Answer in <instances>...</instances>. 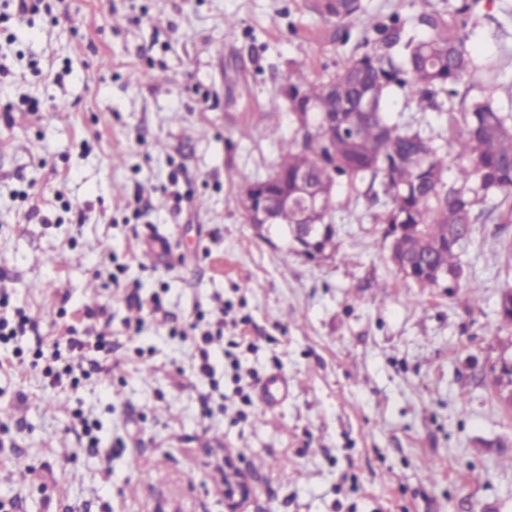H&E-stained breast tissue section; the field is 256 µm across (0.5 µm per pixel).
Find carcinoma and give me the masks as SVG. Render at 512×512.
<instances>
[{"instance_id": "cac0c4a2", "label": "carcinoma", "mask_w": 512, "mask_h": 512, "mask_svg": "<svg viewBox=\"0 0 512 512\" xmlns=\"http://www.w3.org/2000/svg\"><path fill=\"white\" fill-rule=\"evenodd\" d=\"M481 0L449 5L448 15L423 10L414 17L426 30L421 39L407 36L397 14H367L362 0H314L312 9L327 22L364 16L360 37L365 51L346 56L336 73L311 81L307 64L293 62L288 73V109L307 114L308 127L288 149L268 178L269 190H282L288 175V206L277 213L280 226L301 222L308 206L295 193V178L309 175L315 185L328 181L313 224L330 223L331 189L344 177L354 187L365 181L385 199V224H412L406 253L417 266L460 273L459 253L484 205L498 195L512 196V101L504 108L489 96H475L461 112L445 107L468 84L483 88V77L500 76V67L472 43ZM409 94L419 112H436L458 129L452 149L458 159L455 179L445 180L448 151L421 126L393 123L385 105L395 90ZM336 124L323 122L326 107Z\"/></svg>"}]
</instances>
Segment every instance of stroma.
<instances>
[{"instance_id":"1","label":"stroma","mask_w":512,"mask_h":512,"mask_svg":"<svg viewBox=\"0 0 512 512\" xmlns=\"http://www.w3.org/2000/svg\"><path fill=\"white\" fill-rule=\"evenodd\" d=\"M310 2L45 0L0 40V286L36 323L16 343L24 364L0 369V500L16 512H226L220 457L248 480L243 512H512V326L497 316L512 208L474 224L455 282L427 288L391 262L368 189L337 182L336 234L317 259L244 212L248 183L297 134L291 61L323 79L359 51L361 20L324 21ZM364 5L420 38L414 15L448 0ZM501 5L483 0L475 43L501 59L490 91L505 101ZM387 112L452 139L402 92ZM174 176L190 191L177 210ZM157 239L169 253L152 265ZM116 275L162 312L128 307ZM227 301L250 322H225L198 380L193 343L169 329ZM70 330L104 334L112 377L88 364L78 384L53 385L30 366ZM239 334L235 369L224 346ZM277 372L294 382L287 401L244 407L235 376Z\"/></svg>"}]
</instances>
